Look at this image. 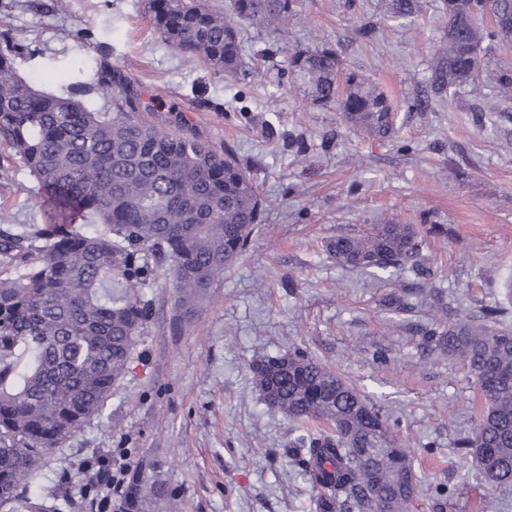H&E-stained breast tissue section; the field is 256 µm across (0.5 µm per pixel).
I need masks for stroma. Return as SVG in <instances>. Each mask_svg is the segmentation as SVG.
Listing matches in <instances>:
<instances>
[{
  "instance_id": "35a3bbf8",
  "label": "stroma",
  "mask_w": 512,
  "mask_h": 512,
  "mask_svg": "<svg viewBox=\"0 0 512 512\" xmlns=\"http://www.w3.org/2000/svg\"><path fill=\"white\" fill-rule=\"evenodd\" d=\"M145 2L0 0V33L29 49L18 74L52 93L63 90L54 72L110 53L158 105L179 108L202 138L249 160L265 222L193 314L158 274L146 290L152 315L105 419L53 452L43 474L72 498L71 512H112L116 497L101 478L124 463L160 464L180 512H319L288 453L294 423L252 380L253 362L297 349L388 419L417 475L408 512H512V490L471 476L470 458L456 451L473 428L475 392L431 338L449 317L488 306L512 327V101L498 95L502 75H512V41L485 53L482 99L463 89L422 111L415 101L443 34L440 0H420L411 21L390 19L387 0H297L287 40L242 24L247 74L236 80L162 42ZM321 45L394 102L392 138L349 129L292 85L289 53ZM35 191L0 151V225L40 223ZM386 216L418 227L434 272L399 313L383 299L411 285L412 272L347 269L325 248Z\"/></svg>"
}]
</instances>
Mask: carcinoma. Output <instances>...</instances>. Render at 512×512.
<instances>
[{
    "label": "carcinoma",
    "instance_id": "1",
    "mask_svg": "<svg viewBox=\"0 0 512 512\" xmlns=\"http://www.w3.org/2000/svg\"><path fill=\"white\" fill-rule=\"evenodd\" d=\"M295 8L296 0H231L223 14L203 0H146L162 41L226 78L246 67L240 22L283 40ZM417 9V0L388 4L394 18ZM487 16L489 28L481 26ZM439 19L444 36L430 56L426 107L465 86L477 90L483 43L512 39V0H442ZM20 55L19 44L0 43V148L34 177L47 204L42 223L0 230V507L67 512L42 462L87 421L104 418L151 316L144 289L156 267H166L178 307L194 312L245 252L265 206L232 146L202 138L178 114L159 120L111 55L77 68L64 94L21 78ZM288 68L312 103L342 113L347 127L395 134L391 102L346 71L335 49L295 50ZM326 250L342 267L408 268L430 280L412 224L391 219L366 235H338ZM433 336L480 397L459 447L488 486L511 489L512 330L487 309L450 319ZM251 372L264 400L298 425L289 447L323 512H405L417 486L409 453L360 389L297 350L256 361ZM155 469L133 470L118 512H149L158 502L176 512Z\"/></svg>",
    "mask_w": 512,
    "mask_h": 512
}]
</instances>
